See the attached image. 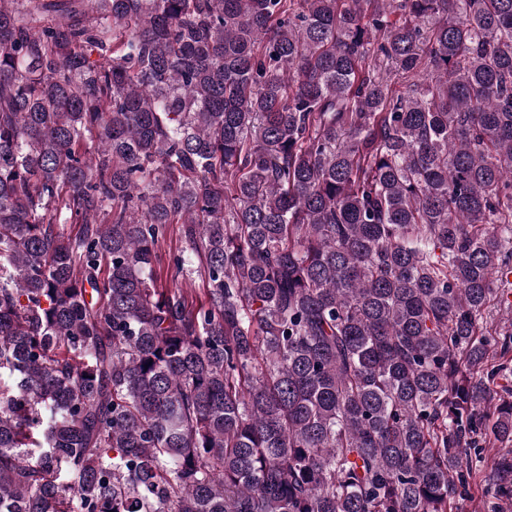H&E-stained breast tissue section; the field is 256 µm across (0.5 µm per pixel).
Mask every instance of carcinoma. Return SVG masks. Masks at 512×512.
Segmentation results:
<instances>
[{"label":"carcinoma","mask_w":512,"mask_h":512,"mask_svg":"<svg viewBox=\"0 0 512 512\" xmlns=\"http://www.w3.org/2000/svg\"><path fill=\"white\" fill-rule=\"evenodd\" d=\"M506 270L512 0H0V512H461Z\"/></svg>","instance_id":"cac0c4a2"}]
</instances>
